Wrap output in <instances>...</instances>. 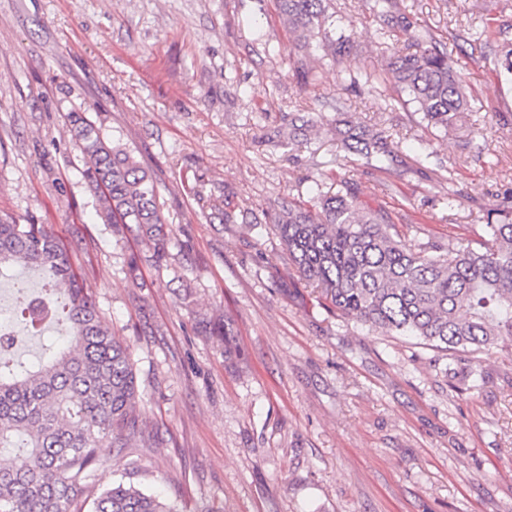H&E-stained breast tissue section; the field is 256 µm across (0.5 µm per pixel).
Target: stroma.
Masks as SVG:
<instances>
[{"label":"stroma","mask_w":512,"mask_h":512,"mask_svg":"<svg viewBox=\"0 0 512 512\" xmlns=\"http://www.w3.org/2000/svg\"><path fill=\"white\" fill-rule=\"evenodd\" d=\"M414 28L463 34L452 56L470 97V146L436 140L385 71L366 0H333L354 38L341 63L319 42L316 79L274 0H0V216L46 224L72 244L85 288L135 364L146 443L100 469L177 512H512V349L466 364L377 336L321 308L271 220L281 202L357 187L406 236L477 238L512 192V81L469 41H512V0H399ZM375 72L372 90L351 76ZM344 98L403 160L391 176L272 140L289 116ZM81 109L156 177L166 257L102 223L63 127ZM225 197L233 223L193 192ZM459 190L449 201V189ZM137 256L139 283L127 263ZM225 318L232 334L213 335Z\"/></svg>","instance_id":"obj_1"}]
</instances>
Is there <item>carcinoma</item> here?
Listing matches in <instances>:
<instances>
[{
  "instance_id": "1",
  "label": "carcinoma",
  "mask_w": 512,
  "mask_h": 512,
  "mask_svg": "<svg viewBox=\"0 0 512 512\" xmlns=\"http://www.w3.org/2000/svg\"><path fill=\"white\" fill-rule=\"evenodd\" d=\"M331 0H275L289 36L300 48L319 35L325 55L340 62L350 37L334 38L327 23ZM379 34L409 36L413 51L391 47L386 70L441 139L463 129L469 95L448 45L412 36L413 23L393 0H373ZM65 129L82 155L83 175L96 198L99 218L122 225L165 254L167 219L152 173L120 143L100 136L86 113L64 116ZM297 138L290 122L281 145L312 148L327 131L322 117L303 123ZM340 150L376 170L402 164L381 132L344 123L336 129ZM495 218L476 242L407 239L381 209L359 202L344 183L304 208L283 203L273 218L298 281L317 293L329 313L350 319L368 332L405 336L448 352L463 353L512 344V194L487 212ZM17 265L38 269L48 296L19 303L25 327L43 335L49 319L60 325L67 346L32 368L1 358L23 337L0 327V512H176L156 494L132 483H113L93 493L97 471L141 433L134 363L101 315L93 296L74 272L72 249L44 224L0 219V270Z\"/></svg>"
}]
</instances>
